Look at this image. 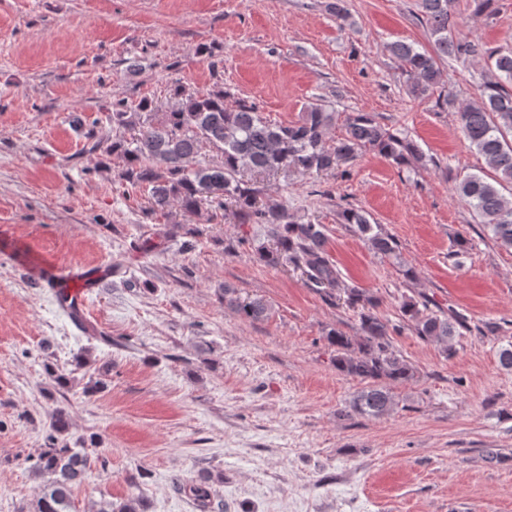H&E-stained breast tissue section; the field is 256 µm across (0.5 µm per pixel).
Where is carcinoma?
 Masks as SVG:
<instances>
[{
	"instance_id": "carcinoma-1",
	"label": "carcinoma",
	"mask_w": 512,
	"mask_h": 512,
	"mask_svg": "<svg viewBox=\"0 0 512 512\" xmlns=\"http://www.w3.org/2000/svg\"><path fill=\"white\" fill-rule=\"evenodd\" d=\"M419 7L433 39V51L403 42L390 45L392 54L402 62L411 96L426 97L441 84L442 60L487 57L488 75L478 96L459 106L453 98L447 97L444 102L454 107L460 132L484 157L494 176H467L456 184L455 191L495 242L512 249V193H503L504 184L512 185V47L484 50L472 41L455 37L454 0H419ZM171 92L178 103L163 113L147 97L141 98L132 112L123 101L112 106V126L132 131L130 137L117 138L111 145L112 153L123 160L121 179L148 191L149 211L155 214L166 215L174 206L192 214L204 203L222 209L224 197L232 198L239 223L270 228L271 243L257 246L261 259L270 265L294 264L329 296L339 286L340 273L329 258L323 225L298 222L280 206H258V189L244 182L241 173L290 168L332 172L367 150L397 166L423 158L416 144L390 132L365 112L347 114L345 135L329 145L325 136L335 124L337 113L320 104L309 105L299 121L282 124L268 121L256 105L244 99L229 107L224 105L222 89L186 95L175 86ZM205 144L222 151L221 163L188 167L189 160ZM339 220L363 236L375 254L397 256L393 238L383 233L368 213L344 208ZM344 293L346 302L360 309L362 336L352 338L338 330L329 331L327 341L336 348L333 364L344 375L367 383L349 402L348 412L379 419L393 411L394 399L376 382H410L415 380L416 370L393 350L388 324L373 312L377 299L355 287L344 289ZM224 304L252 320L269 315L264 300L242 299L228 285L224 286ZM401 313L413 323L421 340L440 342L446 353H453V339L462 326L458 318L411 299L402 303ZM67 429L65 415L55 413L45 448L31 465L33 474L45 479L34 512H72L73 490L90 469L87 456L60 438ZM182 490L206 508H224L222 502L213 503L206 477ZM91 512H144V502L131 496L115 507L108 503Z\"/></svg>"
}]
</instances>
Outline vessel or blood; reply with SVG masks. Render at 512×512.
<instances>
[{
  "instance_id": "vessel-or-blood-1",
  "label": "vessel or blood",
  "mask_w": 512,
  "mask_h": 512,
  "mask_svg": "<svg viewBox=\"0 0 512 512\" xmlns=\"http://www.w3.org/2000/svg\"><path fill=\"white\" fill-rule=\"evenodd\" d=\"M21 264L36 277L43 288L65 296L64 311L79 326L85 321L87 295L98 288L101 280L111 273L110 267L83 263H44L25 258Z\"/></svg>"
}]
</instances>
